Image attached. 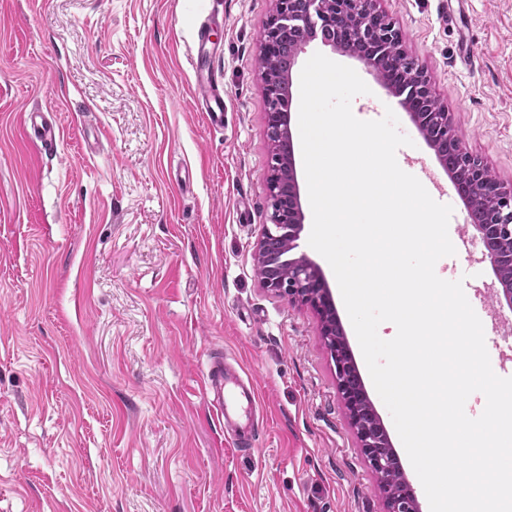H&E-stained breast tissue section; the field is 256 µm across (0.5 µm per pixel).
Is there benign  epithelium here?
Returning a JSON list of instances; mask_svg holds the SVG:
<instances>
[{
	"label": "benign epithelium",
	"instance_id": "7a95c632",
	"mask_svg": "<svg viewBox=\"0 0 512 512\" xmlns=\"http://www.w3.org/2000/svg\"><path fill=\"white\" fill-rule=\"evenodd\" d=\"M304 9H295L297 0H275V10L264 30L262 37V56L269 58L276 52L275 36L280 28L294 26L302 32L298 48H303L314 35L321 30L334 33L328 45L364 60L375 71L390 62L389 49L401 55L405 54L402 47L400 29L394 22L384 26V33L379 35V51L373 56L362 55L349 49L347 39L336 31V20L357 16L358 27L372 33L376 30L382 17L373 0H302ZM434 98L428 77L420 71L408 78L406 84V102L424 103ZM462 162L475 191L484 185L486 168L483 162L468 151H462ZM289 187L283 192L278 188L277 176L268 172L267 185L271 203L269 223L263 225L261 239L257 243V258L264 262L265 274L262 277L263 287L288 299V302L310 308L318 313L321 319V333L324 336L335 334L341 323L336 318L330 289L316 264L305 254L293 257L290 252L264 254L267 238L286 237L293 241L291 248H296L304 228V214L300 201V193L296 180L294 153L288 157ZM497 205L490 217L474 224L478 236V244L484 248L490 242H501L509 245L507 255L485 253L491 263L493 272H498V260H512V189L497 186ZM330 354L336 364L337 386L351 423L356 430L360 448L370 467L376 473L387 469L393 457L387 452L389 440L381 419L372 404L364 405L367 392L356 366L351 360L346 340H341L329 347ZM386 512H421L420 504L409 482H404L401 490L393 492L381 487Z\"/></svg>",
	"mask_w": 512,
	"mask_h": 512
}]
</instances>
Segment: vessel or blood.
Segmentation results:
<instances>
[{
  "instance_id": "b4317fda",
  "label": "vessel or blood",
  "mask_w": 512,
  "mask_h": 512,
  "mask_svg": "<svg viewBox=\"0 0 512 512\" xmlns=\"http://www.w3.org/2000/svg\"><path fill=\"white\" fill-rule=\"evenodd\" d=\"M194 103L204 112L208 124L215 128L224 125V91L214 81L197 82ZM25 136L35 138L41 149L50 152L57 145L59 129L46 123H38L36 114H28L25 120ZM204 392L216 412V418L224 426V433L238 444L251 445L255 434L247 420L257 403V387L253 378L227 375L224 364L211 362L204 380Z\"/></svg>"
}]
</instances>
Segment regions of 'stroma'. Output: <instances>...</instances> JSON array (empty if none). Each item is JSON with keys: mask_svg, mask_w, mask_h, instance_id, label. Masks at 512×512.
Wrapping results in <instances>:
<instances>
[{"mask_svg": "<svg viewBox=\"0 0 512 512\" xmlns=\"http://www.w3.org/2000/svg\"><path fill=\"white\" fill-rule=\"evenodd\" d=\"M429 78L456 137L512 187V0H375ZM274 0H0V512H384L339 394L319 315L261 285L270 144L259 64ZM209 26L224 126L193 103ZM391 107L469 237L434 152L363 60L320 41ZM61 131L44 154L22 131ZM301 233L422 512L430 507L378 395L328 262ZM486 338L500 306L489 260L440 259ZM258 385L237 451L202 390L212 356ZM37 116L34 112H30L25 120L24 134L29 139L32 136L40 142V147L46 153L51 152L57 145L59 137V128L54 125H49L46 122L38 125Z\"/></svg>", "mask_w": 512, "mask_h": 512, "instance_id": "stroma-1", "label": "stroma"}]
</instances>
